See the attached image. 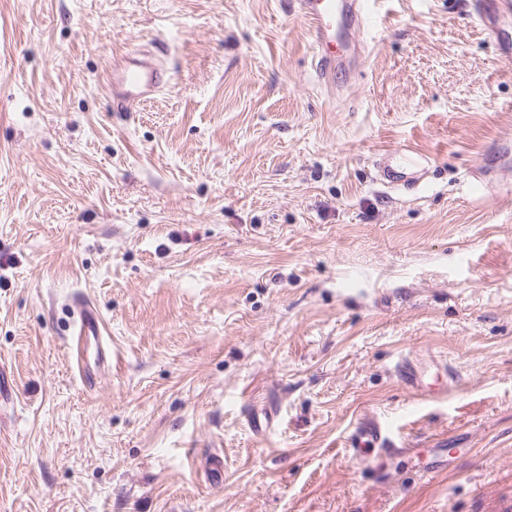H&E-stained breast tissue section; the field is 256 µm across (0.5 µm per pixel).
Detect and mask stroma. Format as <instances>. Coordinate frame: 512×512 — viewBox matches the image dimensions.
<instances>
[{"instance_id":"1","label":"stroma","mask_w":512,"mask_h":512,"mask_svg":"<svg viewBox=\"0 0 512 512\" xmlns=\"http://www.w3.org/2000/svg\"><path fill=\"white\" fill-rule=\"evenodd\" d=\"M370 8L327 88L295 0H0V512H512V19ZM130 48L171 79L116 112ZM406 145L416 186L376 182ZM407 353L457 382L416 404ZM361 412L395 423L368 467ZM69 306V345L74 357L75 373L84 388L94 390L99 378L112 368V340L108 336L102 315L92 300L75 294L71 297ZM89 344L94 346L93 365L86 360L82 351V346L86 350ZM393 444L392 430L387 421L376 414L364 413L358 416L346 439V447L352 458L365 461L363 448H375L382 455L387 453Z\"/></svg>"}]
</instances>
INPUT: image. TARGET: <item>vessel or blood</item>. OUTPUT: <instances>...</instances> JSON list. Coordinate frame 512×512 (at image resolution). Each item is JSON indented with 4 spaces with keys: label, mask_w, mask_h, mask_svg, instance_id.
<instances>
[{
    "label": "vessel or blood",
    "mask_w": 512,
    "mask_h": 512,
    "mask_svg": "<svg viewBox=\"0 0 512 512\" xmlns=\"http://www.w3.org/2000/svg\"><path fill=\"white\" fill-rule=\"evenodd\" d=\"M298 10L308 26L316 49L314 66L317 79L323 86L336 82L343 69L342 56L336 44L345 40L350 26L361 24V0H297ZM169 76L153 55L133 48L113 59L110 76L112 104L116 111H133L141 102L166 86ZM400 170L382 169L380 179L385 186L395 187L403 182L405 172L424 168L429 158L412 146L399 151ZM70 350L74 357L77 378L86 389H95L99 378L112 368V340L95 303L76 294L70 299ZM396 376L403 388L423 397L429 392L424 370L417 357L403 355L396 365ZM393 444L392 430L378 415L365 413L358 416L346 439L353 458H362L364 449L373 448L386 453Z\"/></svg>",
    "instance_id": "vessel-or-blood-1"
}]
</instances>
